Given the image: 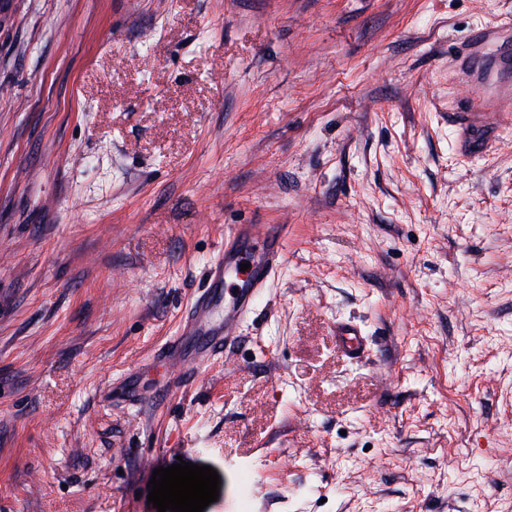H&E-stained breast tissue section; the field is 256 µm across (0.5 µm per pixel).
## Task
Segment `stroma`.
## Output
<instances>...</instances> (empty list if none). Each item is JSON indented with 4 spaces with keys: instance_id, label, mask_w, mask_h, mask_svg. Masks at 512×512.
<instances>
[{
    "instance_id": "obj_1",
    "label": "stroma",
    "mask_w": 512,
    "mask_h": 512,
    "mask_svg": "<svg viewBox=\"0 0 512 512\" xmlns=\"http://www.w3.org/2000/svg\"><path fill=\"white\" fill-rule=\"evenodd\" d=\"M511 18L0 0V512H157L179 459L205 512H512V124L465 157L448 123ZM240 224L281 266L222 358L163 361ZM512 30V22L509 20L499 26L489 27L472 37L469 47L462 53L460 57L461 67L465 66L470 77H473L474 70H484L485 73L477 84L481 87L489 88L495 94H502L505 90L499 80L498 72L494 73L492 69L485 67V59L483 54L486 52L498 51L506 61L512 56L510 46L500 42L501 35L504 31ZM336 337L338 346L352 358H359L366 352L365 340L362 330L356 324L342 322L337 327Z\"/></svg>"
}]
</instances>
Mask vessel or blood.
<instances>
[{"mask_svg":"<svg viewBox=\"0 0 512 512\" xmlns=\"http://www.w3.org/2000/svg\"><path fill=\"white\" fill-rule=\"evenodd\" d=\"M512 30V22L493 26L472 37L462 53L460 63L467 71H481L480 86L502 93L503 86L497 73L487 69L484 55L499 52L503 57L512 56V47L501 43L503 32ZM475 98H467L457 111L449 113L448 120L458 135L459 150L466 156H478L488 149L489 134L475 112ZM285 230L283 225L268 224L264 229L255 225H240L232 241L226 242L210 268L209 285L196 301L184 322L183 335L197 338L196 355L210 359L223 353L231 342V328L251 312L256 297L275 273L284 254ZM259 244L260 258L241 270V254L252 244ZM336 337L339 347L349 356L358 358L365 354V336L359 326L350 322L340 323Z\"/></svg>","mask_w":512,"mask_h":512,"instance_id":"1","label":"vessel or blood"}]
</instances>
